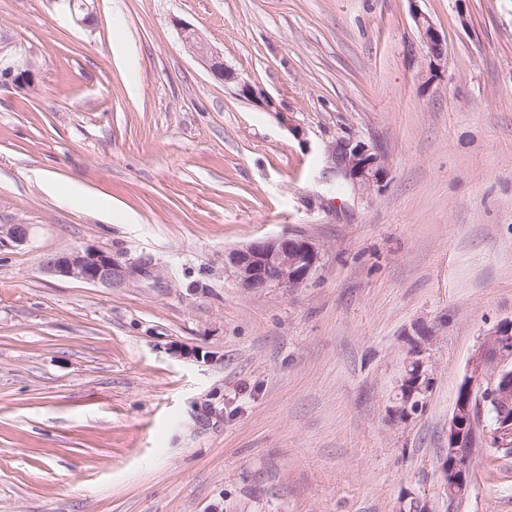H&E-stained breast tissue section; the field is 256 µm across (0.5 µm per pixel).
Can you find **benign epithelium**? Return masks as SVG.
I'll list each match as a JSON object with an SVG mask.
<instances>
[{
  "label": "benign epithelium",
  "instance_id": "7a95c632",
  "mask_svg": "<svg viewBox=\"0 0 512 512\" xmlns=\"http://www.w3.org/2000/svg\"><path fill=\"white\" fill-rule=\"evenodd\" d=\"M413 17L429 56L435 62L442 61L446 56V43L432 19L419 9L414 10ZM177 26L189 51L204 60L214 77L237 83L240 95L245 98L256 96L253 86L239 80L224 66L223 57L213 51L194 29L180 22ZM11 48L12 41L1 36L0 83L33 80L32 63L23 68L6 62ZM332 155L345 175L356 184L370 188L382 185L387 178V167L381 155L360 144L353 146L340 141L332 149ZM28 236L26 224L0 225V242L7 238L15 244H23ZM319 259L318 247L302 235L264 238L227 254V261L234 268L240 286L252 292L300 288L316 271ZM43 270L53 276L112 289L136 280L141 267L108 250L84 246L49 255L44 259ZM429 340L430 334L425 333L423 341L414 345L398 381L399 390L404 393L400 411L405 419L419 411L431 386L423 360L424 343ZM511 438L512 321H508L480 339L459 387L448 420V456L439 468L448 499L455 501L468 494L473 449L492 441L502 447L504 441Z\"/></svg>",
  "mask_w": 512,
  "mask_h": 512
}]
</instances>
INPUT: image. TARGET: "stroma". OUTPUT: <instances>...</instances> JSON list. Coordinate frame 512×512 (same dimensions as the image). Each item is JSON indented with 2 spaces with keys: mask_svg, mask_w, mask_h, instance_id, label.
<instances>
[{
  "mask_svg": "<svg viewBox=\"0 0 512 512\" xmlns=\"http://www.w3.org/2000/svg\"><path fill=\"white\" fill-rule=\"evenodd\" d=\"M446 39L433 67L412 16ZM187 23L262 96L185 46ZM0 512H512V455L438 466L478 339L512 319V0H0ZM364 143V188L331 147ZM301 234L316 274L224 256ZM95 246L108 290L42 270ZM432 379L393 416L420 331ZM12 41L7 37H0V83L14 82L27 83L34 79V65L31 62L26 67H18L15 64L6 62L8 56L11 55ZM335 162L356 184L366 187L382 186L388 172L381 155L371 153L360 144L352 146L349 142H337L332 149ZM236 278L245 290H294L304 286L317 269L319 249L302 235H283L255 241L227 254ZM43 270L103 288H123L137 279L141 267L118 254L94 246L74 247L44 259Z\"/></svg>",
  "mask_w": 512,
  "mask_h": 512,
  "instance_id": "1",
  "label": "stroma"
}]
</instances>
